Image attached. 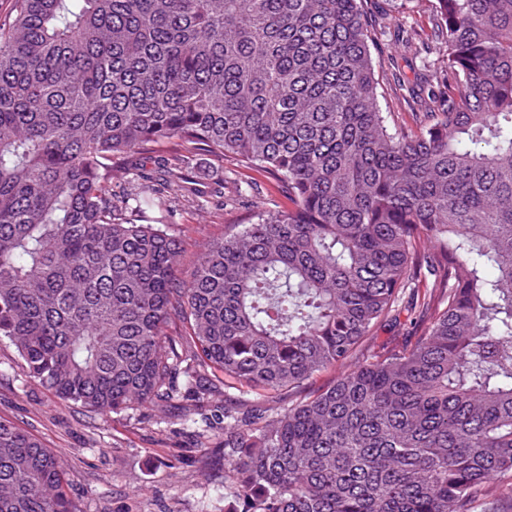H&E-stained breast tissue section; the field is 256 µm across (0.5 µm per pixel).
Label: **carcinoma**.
Masks as SVG:
<instances>
[{
    "mask_svg": "<svg viewBox=\"0 0 512 512\" xmlns=\"http://www.w3.org/2000/svg\"><path fill=\"white\" fill-rule=\"evenodd\" d=\"M366 3L16 0L0 27V337L98 411L222 374L224 512L512 502V0H434L414 133L380 111ZM163 144L156 174L129 163ZM198 153L271 170L293 208L185 280L164 224L209 204ZM402 309L414 342L359 357ZM272 392L288 404L237 406ZM0 512H77L3 420Z\"/></svg>",
    "mask_w": 512,
    "mask_h": 512,
    "instance_id": "1",
    "label": "carcinoma"
}]
</instances>
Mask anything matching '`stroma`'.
Returning a JSON list of instances; mask_svg holds the SVG:
<instances>
[{"label":"stroma","mask_w":512,"mask_h":512,"mask_svg":"<svg viewBox=\"0 0 512 512\" xmlns=\"http://www.w3.org/2000/svg\"><path fill=\"white\" fill-rule=\"evenodd\" d=\"M369 0L381 35L370 47L381 85L380 109L389 124L417 130L419 106L408 93L425 70L415 48L395 37L397 24L415 31L419 42L435 39L437 19L429 0ZM198 187H225L223 209L182 206L169 226L180 248L182 275H190L202 247L254 222L257 212L285 211L292 203L275 176L228 160L219 164L199 154L192 159ZM240 196H233V186ZM173 398L164 407L136 405L98 412L58 399L33 381L15 347L0 339V419L35 435L58 457L78 512H224V448L221 437L197 445L204 419L182 423L194 411L193 394L174 379Z\"/></svg>","instance_id":"1"}]
</instances>
